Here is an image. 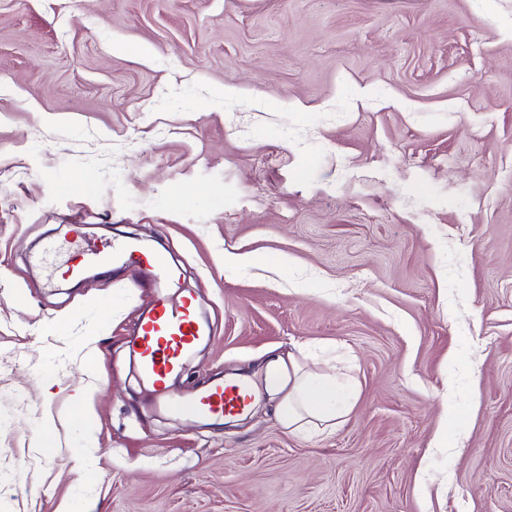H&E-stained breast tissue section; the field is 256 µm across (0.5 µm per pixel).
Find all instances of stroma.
<instances>
[{
  "instance_id": "1",
  "label": "stroma",
  "mask_w": 512,
  "mask_h": 512,
  "mask_svg": "<svg viewBox=\"0 0 512 512\" xmlns=\"http://www.w3.org/2000/svg\"><path fill=\"white\" fill-rule=\"evenodd\" d=\"M76 224L179 268L176 391L299 350L357 403L161 412L154 288L30 262ZM88 504L512 512V0H0V512Z\"/></svg>"
}]
</instances>
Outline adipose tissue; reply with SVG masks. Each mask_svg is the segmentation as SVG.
I'll return each instance as SVG.
<instances>
[{
	"mask_svg": "<svg viewBox=\"0 0 512 512\" xmlns=\"http://www.w3.org/2000/svg\"><path fill=\"white\" fill-rule=\"evenodd\" d=\"M265 386L268 395L277 399L278 421L292 434L335 429L357 399L352 385L306 370L291 352L266 364Z\"/></svg>",
	"mask_w": 512,
	"mask_h": 512,
	"instance_id": "adipose-tissue-1",
	"label": "adipose tissue"
}]
</instances>
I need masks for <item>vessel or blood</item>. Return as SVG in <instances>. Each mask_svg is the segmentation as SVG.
Listing matches in <instances>:
<instances>
[{
    "mask_svg": "<svg viewBox=\"0 0 512 512\" xmlns=\"http://www.w3.org/2000/svg\"><path fill=\"white\" fill-rule=\"evenodd\" d=\"M75 241L67 245L54 240L41 245L34 255L37 263L66 268L71 277H80L86 268L121 263L155 274L159 279L155 303L142 333L133 342L143 381L158 405L174 415L233 417L242 414L252 395L249 386L238 380H223L199 393L179 394L166 386L185 359L205 337L206 330L194 313V298L180 286L177 272L158 254L146 252L130 241H95L83 231H75Z\"/></svg>",
    "mask_w": 512,
    "mask_h": 512,
    "instance_id": "1",
    "label": "vessel or blood"
}]
</instances>
